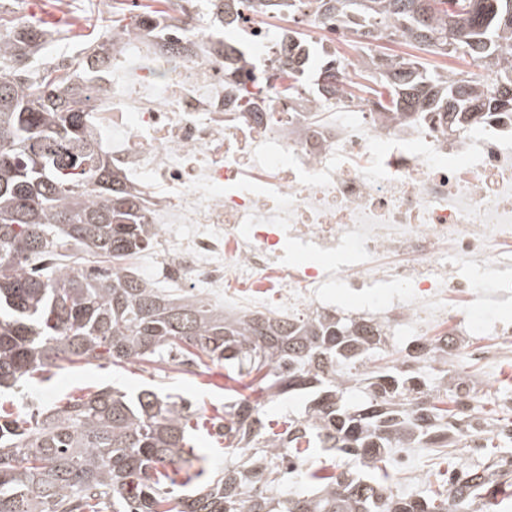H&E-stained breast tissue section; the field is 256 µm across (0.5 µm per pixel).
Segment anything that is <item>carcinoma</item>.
<instances>
[{"mask_svg":"<svg viewBox=\"0 0 512 512\" xmlns=\"http://www.w3.org/2000/svg\"><path fill=\"white\" fill-rule=\"evenodd\" d=\"M221 26L232 24L239 0H208ZM266 17L308 9L343 26L370 60L359 70L386 112H444L459 133L478 112L512 113V0H249ZM157 10L112 26L64 73L31 68L46 42L39 24L0 33V388H11L58 361L104 360L115 367L153 365L172 354L191 364L207 357L239 382L257 373L270 396L306 398L298 416L276 432L263 405L241 393L224 404L217 434L243 461L228 460L193 495L185 487L207 470L188 456V403L153 390L135 395L103 387L30 422L0 413V512H477L512 500V433L498 424L500 446L478 467L448 472L438 496L395 497L383 468L397 448H449L470 417L486 424L484 406L460 404L461 377L418 367L446 363L451 339L437 336L403 351L389 347L372 318L296 313L226 312L207 295L156 288L125 271L149 246L145 200L112 169V157L88 120L102 93L93 73L112 60V41L135 32ZM288 75L270 64L268 89L336 92L337 60L323 57L310 72L312 49ZM398 38L421 50L468 58L480 72L451 78L418 60L378 51ZM81 247L112 258V274L73 270L57 262ZM361 386L365 399L348 403ZM322 448L349 458L354 471L323 474L305 458ZM313 486L279 495L286 478Z\"/></svg>","mask_w":512,"mask_h":512,"instance_id":"carcinoma-1","label":"carcinoma"}]
</instances>
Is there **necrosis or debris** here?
Masks as SVG:
<instances>
[{
  "mask_svg": "<svg viewBox=\"0 0 512 512\" xmlns=\"http://www.w3.org/2000/svg\"><path fill=\"white\" fill-rule=\"evenodd\" d=\"M234 27L251 55L242 81L219 57L171 58L152 20L114 43L91 115L113 169L147 200V253L167 280L220 301L235 277L315 312L328 290L363 297L388 283L396 294L375 306L388 335L440 326L473 363L511 356L512 322L456 302L477 297L485 263L512 250V117L477 115L452 136L437 118L382 116L375 99L346 95L361 53L344 56L336 94L288 99L267 91L263 67H288L286 35L243 7ZM151 48L169 73L138 67ZM243 84L257 95L249 111L237 105Z\"/></svg>",
  "mask_w": 512,
  "mask_h": 512,
  "instance_id": "necrosis-or-debris-1",
  "label": "necrosis or debris"
}]
</instances>
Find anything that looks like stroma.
<instances>
[{"mask_svg":"<svg viewBox=\"0 0 512 512\" xmlns=\"http://www.w3.org/2000/svg\"><path fill=\"white\" fill-rule=\"evenodd\" d=\"M151 0H0V29L23 21L45 26L47 42L39 53L37 67L68 64L87 47L90 37L102 34L112 21L132 22L139 7ZM229 382L223 364L180 365L174 363L142 367L129 364L115 368L102 361L72 364L56 362L42 379L22 381L0 391V405L34 412L65 403L71 396L110 386L127 392L144 388L163 395L180 396L193 404L199 421L189 443L205 459L209 474L224 467V446L211 434L209 420L224 411V387ZM404 465L391 470L385 486L397 496L428 495L439 473L448 468V453L436 448H407Z\"/></svg>","mask_w":512,"mask_h":512,"instance_id":"stroma-1","label":"stroma"}]
</instances>
